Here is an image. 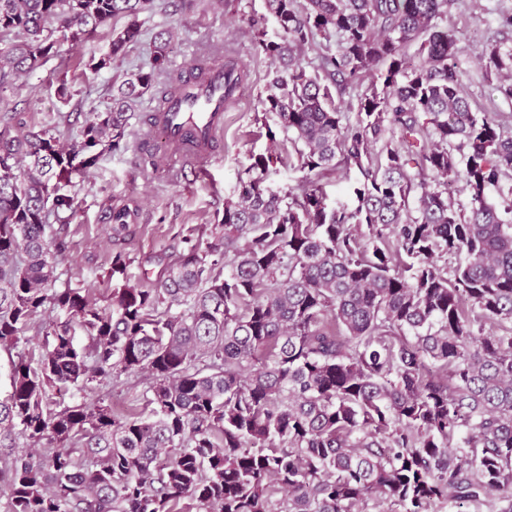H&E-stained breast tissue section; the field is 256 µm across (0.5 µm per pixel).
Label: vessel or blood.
I'll use <instances>...</instances> for the list:
<instances>
[{
	"instance_id": "b4317fda",
	"label": "vessel or blood",
	"mask_w": 512,
	"mask_h": 512,
	"mask_svg": "<svg viewBox=\"0 0 512 512\" xmlns=\"http://www.w3.org/2000/svg\"><path fill=\"white\" fill-rule=\"evenodd\" d=\"M225 68L209 67L205 82L187 81L182 93L168 97L157 109L156 121L171 158L204 169L214 160L213 146L224 130Z\"/></svg>"
}]
</instances>
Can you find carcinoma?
I'll return each instance as SVG.
<instances>
[{
    "instance_id": "cac0c4a2",
    "label": "carcinoma",
    "mask_w": 512,
    "mask_h": 512,
    "mask_svg": "<svg viewBox=\"0 0 512 512\" xmlns=\"http://www.w3.org/2000/svg\"><path fill=\"white\" fill-rule=\"evenodd\" d=\"M453 4L266 0L275 37L250 22L275 64L260 106L303 176L272 191V155H251L213 241L186 238L153 287L105 305L56 287L71 189L129 148L156 82L166 98L182 84L165 33L78 140L0 131V347H37L9 357L0 398L6 512H512V201L486 196L512 178V128L464 95ZM153 7L0 0V91L125 17L87 64L108 67ZM480 64L512 103V49ZM353 167L352 203L329 206L321 180ZM126 384L142 390L125 414L50 395Z\"/></svg>"
}]
</instances>
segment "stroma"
I'll use <instances>...</instances> for the list:
<instances>
[{
	"label": "stroma",
	"instance_id": "obj_1",
	"mask_svg": "<svg viewBox=\"0 0 512 512\" xmlns=\"http://www.w3.org/2000/svg\"><path fill=\"white\" fill-rule=\"evenodd\" d=\"M512 14V0H456L447 23L460 38L458 65L464 92L474 110L512 115V105L499 99L495 78L486 76L476 55L487 43L512 48V27L502 24ZM263 20L267 32L275 25L267 16L265 0H193L180 8L178 0H155L152 12L142 17V36L126 56L110 68L90 73L91 55L107 51L113 30L123 28L121 18L110 20L82 47L65 57L49 58L31 76L21 78L13 90L0 94V128L11 134L56 126L72 142L89 113L110 100L113 85L141 68H148L155 35L170 31V67L184 76L195 74L211 60L230 56L249 73L239 100L224 117V134L216 146V159L204 178L190 167L171 177L154 175L142 166L141 151L108 153L73 189L76 214L67 230L66 259L57 272L61 279H79L96 299L112 288V257L127 258L125 280L141 287L155 283L161 270L182 252L188 229L212 227L224 212L226 199L237 193L238 177L251 155L266 153L272 144L268 126L274 114L262 112L273 65L253 55L249 19ZM67 83L70 96L60 99L59 83ZM127 209L132 219L113 232V211Z\"/></svg>",
	"mask_w": 512,
	"mask_h": 512
}]
</instances>
